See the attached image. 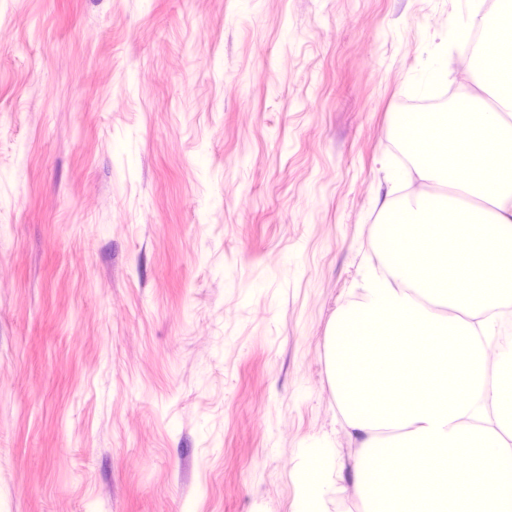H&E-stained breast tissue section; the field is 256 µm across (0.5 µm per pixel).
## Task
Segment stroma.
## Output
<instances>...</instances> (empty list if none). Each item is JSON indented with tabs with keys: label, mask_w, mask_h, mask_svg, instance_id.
Wrapping results in <instances>:
<instances>
[{
	"label": "stroma",
	"mask_w": 512,
	"mask_h": 512,
	"mask_svg": "<svg viewBox=\"0 0 512 512\" xmlns=\"http://www.w3.org/2000/svg\"><path fill=\"white\" fill-rule=\"evenodd\" d=\"M454 6L0 0V512L355 503L325 337Z\"/></svg>",
	"instance_id": "obj_1"
}]
</instances>
